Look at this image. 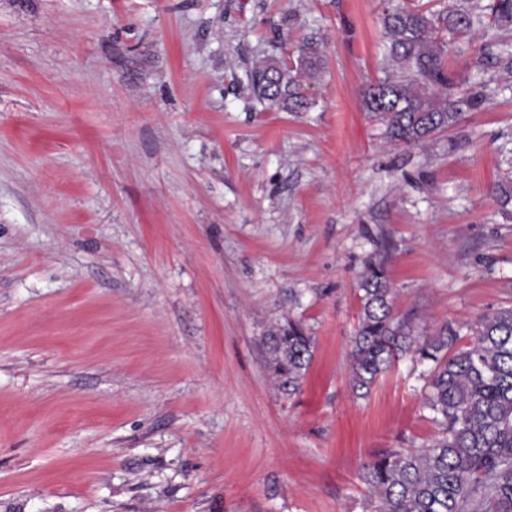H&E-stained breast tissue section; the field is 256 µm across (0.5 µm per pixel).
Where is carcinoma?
I'll return each instance as SVG.
<instances>
[{"instance_id": "carcinoma-1", "label": "carcinoma", "mask_w": 512, "mask_h": 512, "mask_svg": "<svg viewBox=\"0 0 512 512\" xmlns=\"http://www.w3.org/2000/svg\"><path fill=\"white\" fill-rule=\"evenodd\" d=\"M479 8L498 27L512 26V0L437 12L405 5L387 11L385 48L393 72L366 96L389 142H423L488 100L485 86L451 93L453 80L444 67L452 47L483 23ZM320 69L321 50L310 40L295 66L262 60L248 80L257 99L300 112L309 105L306 89ZM360 291L362 313L350 353L353 390L368 395L404 356L431 362L425 404L439 426L430 445L390 448L363 465L359 479L374 512H512V308L482 316L470 342L459 346L456 331L446 325L434 336L416 335L393 315L392 289L381 263L366 265ZM267 345L279 386L293 393L311 362L313 337L290 321L267 338Z\"/></svg>"}]
</instances>
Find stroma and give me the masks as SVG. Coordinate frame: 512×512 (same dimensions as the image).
<instances>
[{
  "mask_svg": "<svg viewBox=\"0 0 512 512\" xmlns=\"http://www.w3.org/2000/svg\"><path fill=\"white\" fill-rule=\"evenodd\" d=\"M388 7L0 0V512H372L362 465L436 436L430 364L353 394L358 281L383 263L395 316L464 344L512 306V33L445 61L489 102L394 145L363 100ZM307 39V111L256 101ZM270 368L279 386L288 393L299 387L300 380L311 362L314 339L308 336L302 325L288 321L276 333L267 338Z\"/></svg>",
  "mask_w": 512,
  "mask_h": 512,
  "instance_id": "obj_1",
  "label": "stroma"
}]
</instances>
